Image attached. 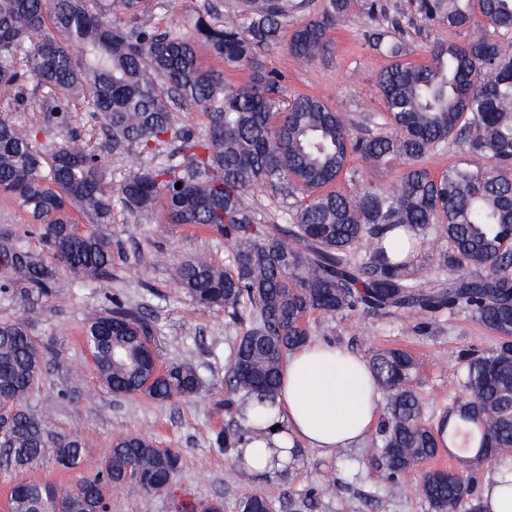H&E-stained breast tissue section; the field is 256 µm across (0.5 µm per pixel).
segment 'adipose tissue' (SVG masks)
<instances>
[{
	"mask_svg": "<svg viewBox=\"0 0 512 512\" xmlns=\"http://www.w3.org/2000/svg\"><path fill=\"white\" fill-rule=\"evenodd\" d=\"M370 365L332 342L310 341L289 353L274 406L246 401L239 423L247 435L233 452L250 475L271 478L311 449L329 457L364 440L380 420Z\"/></svg>",
	"mask_w": 512,
	"mask_h": 512,
	"instance_id": "1",
	"label": "adipose tissue"
}]
</instances>
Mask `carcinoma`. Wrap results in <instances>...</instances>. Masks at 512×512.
Listing matches in <instances>:
<instances>
[{
	"mask_svg": "<svg viewBox=\"0 0 512 512\" xmlns=\"http://www.w3.org/2000/svg\"><path fill=\"white\" fill-rule=\"evenodd\" d=\"M0 0V91L25 103L31 83L42 90L41 125L17 127L0 115V194L17 201L38 224L46 255L5 237L0 240V292L20 282L39 296L61 276L104 282L112 276L113 194L131 213L162 206L167 223L202 225L234 247L232 269L202 257L175 267L181 287L199 306L231 314L250 308L249 324L227 368L224 411H241L234 396L275 398L280 364L309 341L305 319L342 312L421 316L425 332L445 312L465 311L498 340L490 352L463 355L466 399L446 415L448 439L462 453L485 451L481 462L509 459L512 448V56L501 39L512 35V0H413L415 16L395 15L369 34L372 47L391 59L377 85L386 112L355 133L323 101L281 99L282 76L267 69L263 53L282 43L310 60L328 50V34L347 16L352 0H323L320 13L284 32L297 0H239L237 18L219 22L216 7L196 11L184 33L141 21L150 0ZM120 13L129 21L114 24ZM445 25L459 40L435 48L431 61L414 64L408 27ZM491 34L470 38V30ZM232 67L251 70L248 83L228 85L203 66L198 46ZM491 69L496 79L479 80ZM81 101L101 122L112 151L134 148L147 165L112 188L101 152L79 142L71 107ZM191 107L206 129L176 123ZM447 148L460 160L434 175L419 165ZM358 155L376 164L408 163L400 189L368 184L355 192L337 181L359 182L349 167ZM181 188H176V185ZM279 188L292 198L288 224L265 228L247 194ZM93 224L75 231L73 211ZM448 249L437 257L448 278L419 281L413 249L435 225ZM153 331L147 317L112 302L89 319L85 342L102 382L117 396L165 401L199 392L196 370L184 363L158 368L143 356ZM42 350L25 325L0 321V409L9 422L0 447L18 448L5 465H29L48 453L67 457L66 469L84 461L76 435H60L46 415L23 402L42 372ZM387 393L378 451L390 479L438 455L432 427L422 420L410 382L413 355L401 348L370 360ZM242 429L215 435L226 452ZM180 455L160 450L140 434L112 442L106 477L143 493L157 492L150 475L171 482ZM475 469L426 471L421 492L432 512H457L469 500L484 512ZM104 477V478H106ZM104 478H83L69 491L75 503L100 491ZM12 488L10 512H60L59 491L39 480ZM241 512H268L263 495L245 497Z\"/></svg>",
	"mask_w": 512,
	"mask_h": 512,
	"instance_id": "carcinoma-1",
	"label": "carcinoma"
}]
</instances>
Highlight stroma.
Masks as SVG:
<instances>
[{"mask_svg": "<svg viewBox=\"0 0 512 512\" xmlns=\"http://www.w3.org/2000/svg\"><path fill=\"white\" fill-rule=\"evenodd\" d=\"M214 3L220 6V16L236 11L234 0H153L147 18L159 29L182 33L191 13ZM381 3L384 14L373 18L365 0H353L348 16L330 34L332 50L313 60L296 58L283 47L265 52L267 66L283 76L282 99L317 97L354 128L383 115L377 75L389 60L372 49L365 33L386 25L389 16L411 15L414 8L412 0ZM30 222L16 201L0 196V237H19L30 249L41 250L38 236L28 232ZM108 231L112 277L105 284L64 277L46 297L28 293L21 284L0 292V320L25 323L44 351V374L26 401L28 409L52 416L58 433L78 435L85 455L84 468L74 470L58 467L49 455L29 470L0 466V496L32 475L59 489H71L85 468L108 460L113 438L137 433L151 438L158 448L178 452L180 471L162 494L129 488L114 492L109 512H176L183 495L221 502L224 512H240L241 499L254 493L269 498L275 512H430L421 494V472L404 475L396 483L387 480L375 432L330 457L303 452L296 466L274 478L258 480L238 470L231 455L218 452L211 439L236 423L222 400L225 371L241 328L224 310L199 307L174 278L176 264L190 255L229 266L231 245L206 227L166 223L162 209L136 216L118 202ZM116 298L151 318L160 363H186L198 371L203 380L199 395L158 402L108 391L83 330L88 318L104 312ZM418 323L413 313L395 318L315 313L308 318V329L312 340L336 342L366 359L385 348L410 351L417 362L412 385L423 419L431 422L464 394L461 351L486 352L496 340L464 312L440 316L428 334L419 331Z\"/></svg>", "mask_w": 512, "mask_h": 512, "instance_id": "1", "label": "stroma"}]
</instances>
